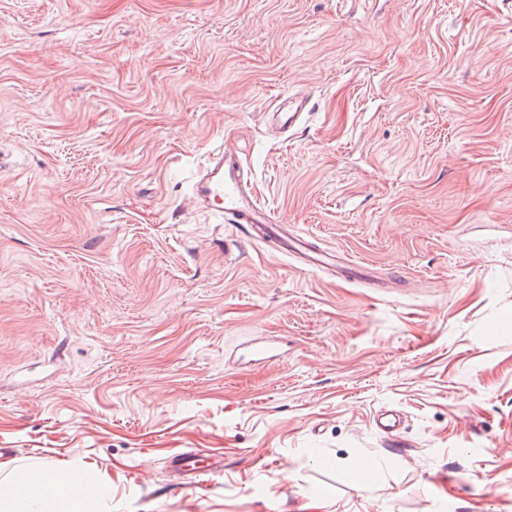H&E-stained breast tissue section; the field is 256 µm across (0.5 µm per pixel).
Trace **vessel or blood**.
Returning a JSON list of instances; mask_svg holds the SVG:
<instances>
[{"instance_id": "b4317fda", "label": "vessel or blood", "mask_w": 512, "mask_h": 512, "mask_svg": "<svg viewBox=\"0 0 512 512\" xmlns=\"http://www.w3.org/2000/svg\"><path fill=\"white\" fill-rule=\"evenodd\" d=\"M194 195L214 206L225 223L260 231L263 239L275 243L278 252L305 255L309 267L336 263L335 254L309 250L303 240L289 236L287 227L275 226L270 209L250 191L238 159L227 149L213 152L207 174L194 185Z\"/></svg>"}]
</instances>
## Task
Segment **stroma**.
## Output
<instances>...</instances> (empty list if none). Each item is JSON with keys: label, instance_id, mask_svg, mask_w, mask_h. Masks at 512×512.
Returning a JSON list of instances; mask_svg holds the SVG:
<instances>
[{"label": "stroma", "instance_id": "1", "mask_svg": "<svg viewBox=\"0 0 512 512\" xmlns=\"http://www.w3.org/2000/svg\"><path fill=\"white\" fill-rule=\"evenodd\" d=\"M221 145L359 277L188 207ZM510 322L512 0H0V478L512 512Z\"/></svg>", "mask_w": 512, "mask_h": 512}]
</instances>
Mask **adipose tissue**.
Returning <instances> with one entry per match:
<instances>
[{
    "label": "adipose tissue",
    "instance_id": "adipose-tissue-1",
    "mask_svg": "<svg viewBox=\"0 0 512 512\" xmlns=\"http://www.w3.org/2000/svg\"><path fill=\"white\" fill-rule=\"evenodd\" d=\"M0 512H95L77 475L22 490L18 481L0 479Z\"/></svg>",
    "mask_w": 512,
    "mask_h": 512
}]
</instances>
